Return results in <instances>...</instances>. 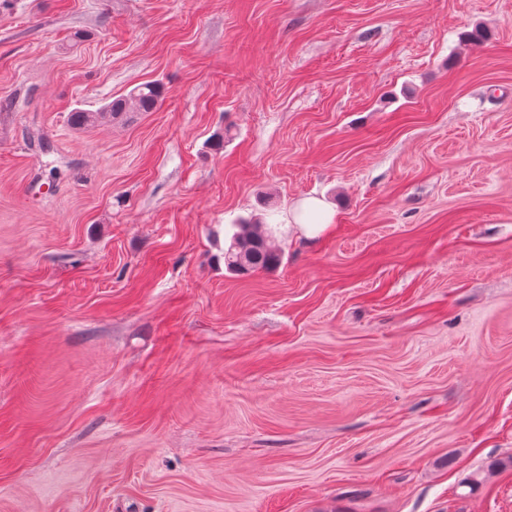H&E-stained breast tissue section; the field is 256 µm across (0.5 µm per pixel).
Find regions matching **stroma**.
<instances>
[{
    "mask_svg": "<svg viewBox=\"0 0 512 512\" xmlns=\"http://www.w3.org/2000/svg\"><path fill=\"white\" fill-rule=\"evenodd\" d=\"M511 458L512 0H0V512H512ZM160 93L157 85L144 84L131 91L127 97L112 100L96 112H71L70 122L77 128H84L99 123H112L124 112H152L158 104ZM326 214L323 202L317 198H307L302 201L295 214V224L302 228L314 231L318 226L328 224L322 222V216ZM237 231L224 250V265L235 274H248L259 269H269L280 264L281 252L262 232L261 224L242 219Z\"/></svg>",
    "mask_w": 512,
    "mask_h": 512,
    "instance_id": "stroma-1",
    "label": "stroma"
}]
</instances>
